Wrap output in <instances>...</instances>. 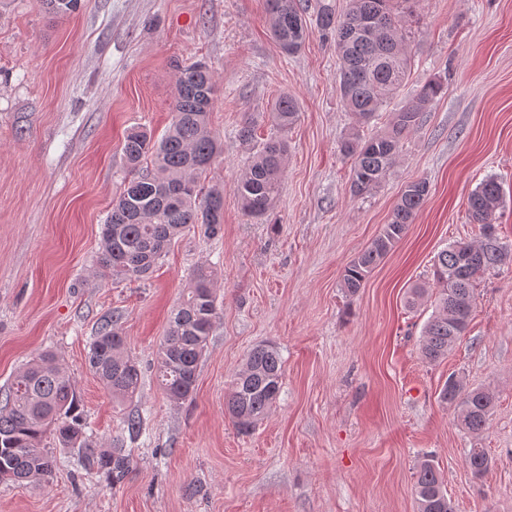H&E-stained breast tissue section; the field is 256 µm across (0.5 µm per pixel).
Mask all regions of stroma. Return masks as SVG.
<instances>
[{
	"label": "stroma",
	"instance_id": "1",
	"mask_svg": "<svg viewBox=\"0 0 512 512\" xmlns=\"http://www.w3.org/2000/svg\"><path fill=\"white\" fill-rule=\"evenodd\" d=\"M265 0H82L56 18L38 0H0V387L31 357L67 366L78 413L102 446L123 437L133 464L121 484L57 448L44 482L0 481V512H417L413 474L435 460L455 512H512V266L474 284L468 331L444 359H422L430 302L405 306L430 281L437 253L473 241L467 200L498 177L501 241L512 248V0H419L406 83L362 130L382 132L433 77L445 89L403 140L390 176L350 191L340 142L352 117L339 95L333 40L310 29L283 53ZM203 61L217 87L211 128L223 151L202 177L224 190L218 235L176 237L142 280L99 266L101 227L128 168L126 131L161 138L172 120L175 66ZM299 103L279 131L280 94ZM254 131L240 136L242 127ZM288 143L280 197L262 219L243 214L235 185L275 135ZM429 194L405 237L356 295L341 274L388 223L403 188ZM214 266L219 316L188 401L170 400L155 361L193 270ZM119 317L141 371L136 397L111 396L86 363L102 317ZM274 343L280 395L246 433L224 397L247 353ZM495 397L486 430L462 429L440 400L449 376ZM486 449L480 478L469 449Z\"/></svg>",
	"mask_w": 512,
	"mask_h": 512
}]
</instances>
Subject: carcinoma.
<instances>
[{
  "label": "carcinoma",
  "mask_w": 512,
  "mask_h": 512,
  "mask_svg": "<svg viewBox=\"0 0 512 512\" xmlns=\"http://www.w3.org/2000/svg\"><path fill=\"white\" fill-rule=\"evenodd\" d=\"M270 31L280 48L297 52L307 36L305 14L309 4L301 0H265ZM56 16L70 15L81 0H40ZM415 0H349L342 15L316 2L314 13L322 36L333 37L341 60L340 96L354 119V127L342 140L341 152L353 161L350 190L363 195L379 186L399 156L402 140L415 129L423 112L443 92L441 79H429L419 92L395 112L387 129L365 138L359 128L377 116L390 97L408 78L410 57L406 43L411 31L406 17ZM173 119L165 135L154 141L139 128L131 129L123 146L129 168L101 229V267L111 275L144 278L150 274L171 241L194 224L215 235L224 224V190L205 188L201 178L221 153V143L210 128L216 83L209 67L196 62L176 65ZM297 101L288 94L274 102L276 125L286 130L298 117ZM288 152L287 142L275 138L251 160L235 191L243 213L264 216L280 196ZM429 193L428 184L417 181L402 191L388 223L382 225L370 246L344 268L343 287L351 295L363 287L369 274L406 235L409 225ZM502 189L493 177L483 180L468 198V215L479 226L476 243L456 242L442 249L433 264L435 312L424 325L421 355L437 362L464 335L475 305L476 277L512 264V250L496 230V210ZM219 317L214 289V270L197 269L182 300L174 310L157 359L161 387L173 401L193 393L199 360ZM118 319L100 322L89 345L88 365L112 401L123 403L138 392L141 373L127 352ZM282 358L277 347H253L226 397L225 410L234 425L247 431L263 420L278 398L282 382ZM440 401L457 407L458 421L467 430L485 429L494 412L495 399L480 390H468L451 378L443 386ZM51 439L61 448L78 451L80 465L107 471L112 483L123 481L131 459L122 445L98 453L77 414V394L64 364L50 350L28 362L0 393V479L25 486L52 473L54 458L44 446ZM471 473L479 477L490 466L483 448H472L466 458ZM414 494L418 512H454L434 460H421L415 471Z\"/></svg>",
  "instance_id": "1"
}]
</instances>
